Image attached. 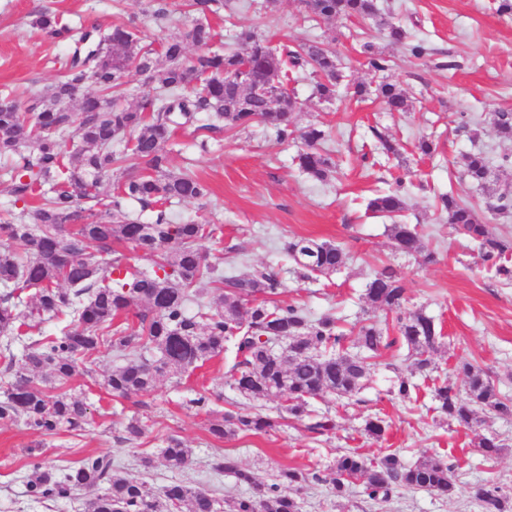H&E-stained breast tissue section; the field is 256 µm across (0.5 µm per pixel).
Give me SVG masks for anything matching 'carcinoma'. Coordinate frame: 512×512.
I'll use <instances>...</instances> for the list:
<instances>
[{"label":"carcinoma","instance_id":"1","mask_svg":"<svg viewBox=\"0 0 512 512\" xmlns=\"http://www.w3.org/2000/svg\"><path fill=\"white\" fill-rule=\"evenodd\" d=\"M301 2L305 19L316 23L341 17L365 21L381 14L378 0ZM224 6V0H188L192 24L158 51L140 44L127 28L74 29L49 10L32 21L46 39L69 43L71 52L37 111L23 112L16 100L0 96V156L13 159L4 170V182L16 199L38 201L16 221L0 222V287L6 289L0 294V338L8 353L6 370L12 369V344L22 342L26 349L23 366L3 391L0 420H22L45 434L60 428L81 431L88 405L81 395L66 390L80 357L105 345L126 358L112 370L107 386L113 396L129 399L149 394L164 375H178L220 355L230 340L236 349L232 379L239 393L255 401L278 398L282 410L297 420L311 417V401L327 393L348 399L359 394L370 374V360L397 342L407 347L410 360L409 375L398 379L399 398L419 389L414 382L419 374L431 382L432 399L450 422L472 429L487 417L512 416V400L500 395L483 369L461 364L463 396L448 378L433 376L437 325L423 312L402 313L406 289L393 266L375 270L365 293L371 306L395 315L397 336L390 340L370 317L345 331L332 314L313 319L299 305L277 304L283 284L266 267L224 276L198 249L199 241L215 238L216 226L170 221L165 205L198 202L208 193L193 171L169 170L168 146L176 128L196 120L200 112L208 114L210 129L260 122L281 142L301 140L298 167L313 181L326 182L336 172L332 155L323 147L328 133L315 125L295 126L298 101L288 91V72L297 70L317 78L319 97L334 98L341 81L336 53L307 43L277 50L251 31L242 34V51H212L217 33L209 17ZM190 46L200 49L192 58ZM157 53L164 60L161 70L155 68ZM361 54L370 70H390V57L371 44H361ZM132 75L153 91L124 106L121 99ZM87 83L97 93L79 103L76 164L67 155L63 135L74 123L70 103ZM375 96L390 112L409 109L406 92L395 83H380ZM493 125L502 140L512 141L511 112L495 113ZM490 173L483 151L468 154L466 177L486 191L488 209L507 218L512 214V182L492 181ZM106 179L113 180V190L103 196L100 187ZM403 189L400 183L368 199L365 214L393 219L388 231L394 251L434 262L435 253L427 249L418 225L398 220L407 207ZM82 199L90 203L86 215L75 209ZM132 202L154 210V220L145 224L132 217ZM437 209L477 244L488 268L512 277L507 259L512 246L477 219L471 202L450 190L438 197ZM13 242L23 246L24 254L12 249ZM121 246L153 255L152 272L130 264ZM281 248L303 278L331 275L347 260L340 247L327 241L293 237L283 240ZM201 280L217 285L213 301L192 292ZM30 290V299L22 297ZM132 311L138 322L129 329L118 319ZM47 320L62 323L58 335L32 339L33 330ZM38 375L52 390L34 384ZM278 424L276 417L228 410L210 421L207 431L221 442L240 432H267ZM161 454L169 466L180 469L189 464L192 450L171 438ZM211 469L230 471L237 483L253 485L251 474L224 457L222 448L216 449ZM280 479L297 492L310 482L324 483L338 497L360 481L371 500H386L397 488L448 497L455 491L448 462L423 458L405 465L395 453L374 462L349 451L322 476L288 468ZM84 488L101 490L86 503L85 512H173L184 506L187 512H301L298 496L282 494L277 483L220 501L182 481L156 488L118 478L107 454L89 455L61 470L41 460L33 464L27 483L28 495L39 501L69 499ZM477 499L482 512H512V499L497 487L480 489Z\"/></svg>","mask_w":512,"mask_h":512}]
</instances>
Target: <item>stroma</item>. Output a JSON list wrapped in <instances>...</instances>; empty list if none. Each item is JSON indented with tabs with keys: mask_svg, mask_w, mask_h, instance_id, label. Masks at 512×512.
Instances as JSON below:
<instances>
[{
	"mask_svg": "<svg viewBox=\"0 0 512 512\" xmlns=\"http://www.w3.org/2000/svg\"><path fill=\"white\" fill-rule=\"evenodd\" d=\"M235 10L234 24L214 16L217 48L240 49L241 30L252 29L277 45L319 42L333 48L346 79L335 99L319 98L312 78L288 84L300 108L298 126L318 125L330 135L336 171L330 181L302 176L294 163L296 142H280L273 130L254 123L226 132L204 129L202 122L180 129L179 149L170 155L172 169L191 167L208 188L199 202L169 206L172 222L192 218L218 225L220 240L199 244L209 261L234 266L236 272L268 266L279 272L284 288L278 304L305 308L310 317L333 314L353 324L369 317L381 328L391 318L364 299L366 283L375 269L392 265L406 288L404 313L433 317L441 336L433 353L438 375L461 385L460 364L487 371L501 395L512 397V281L495 277L484 266L478 247L459 235L436 209L438 194L454 192L477 203L478 217L498 238L512 242V218H496L484 207L486 195L465 176V157L486 151L490 160L512 153V142L501 140L491 123L495 112H512V16L497 13V0H381V19L354 24L337 19L327 24L305 21L299 0H280L271 15L261 11L263 0H227ZM51 9L75 26L110 29L125 26L142 43L157 44L190 24L186 0H168L167 15L155 17L154 0H0V88L15 89L21 109H29L61 72L69 54L63 43L47 41L31 22ZM403 25L408 38L395 44L385 22ZM424 42L426 55L414 57L410 44ZM392 59L387 79L410 97L405 112L385 111L380 102L355 104L356 84L375 85L360 53L362 43ZM478 123L479 141L460 127L461 117ZM389 136L397 155L381 153L376 132ZM438 141L439 151L428 157L417 152L421 137ZM208 151H200V140ZM404 181L408 191L402 220L422 228L424 242L437 255L429 264L418 256L394 252L388 222L365 214V201L376 191ZM282 237H309L339 245L347 255L336 274L302 280L288 256L277 250ZM405 347L396 345L376 359L366 388L347 403L328 395L315 402L318 413L331 418L333 430L312 438L304 422L285 420L268 433H241L225 439L224 453L249 469L259 485L273 483L278 471L295 468L323 472L350 449L376 460L393 452L407 464L439 457L455 468L457 491L449 498L417 489H401L389 500H370L362 485L335 496L326 485L312 483L301 490V512H480L476 490L497 486L512 496V419H489L471 431L448 423L427 388L408 399L393 393L398 375L409 372ZM232 348L178 376L163 377L147 395L145 406L112 396L108 374L118 364L103 349L80 358L71 381L84 393L89 407L85 430L46 435L23 422L0 421V512H84L89 490L68 502L36 501L26 492L29 463L34 459L71 465L90 453L111 454L115 474L160 487L182 481L216 493L217 497L248 493L230 473L217 474L208 463L215 441L207 432L209 410L277 416L279 400L253 402L233 387ZM208 393V410L192 406L199 393ZM140 418L146 433L138 443L124 441L128 419ZM382 419L386 432L373 439L364 432L368 420ZM192 448L190 464L170 468L161 456L169 438ZM494 437L503 446L486 457L480 442ZM153 460L151 468L140 457Z\"/></svg>",
	"mask_w": 512,
	"mask_h": 512,
	"instance_id": "35a3bbf8",
	"label": "stroma"
}]
</instances>
